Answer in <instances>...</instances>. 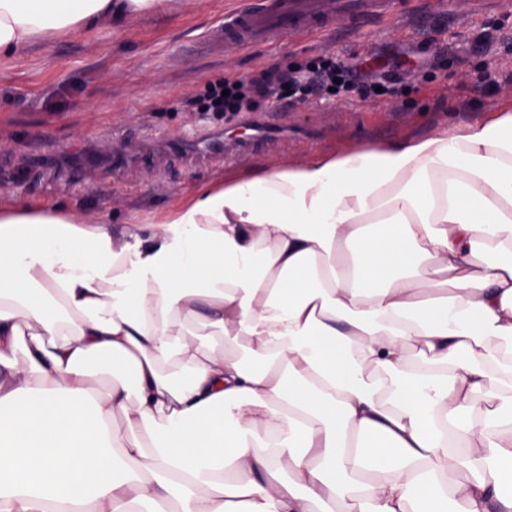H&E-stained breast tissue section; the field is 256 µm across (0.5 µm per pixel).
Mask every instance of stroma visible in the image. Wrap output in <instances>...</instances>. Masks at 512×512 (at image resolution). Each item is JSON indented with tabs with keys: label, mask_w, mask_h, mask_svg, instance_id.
Masks as SVG:
<instances>
[{
	"label": "stroma",
	"mask_w": 512,
	"mask_h": 512,
	"mask_svg": "<svg viewBox=\"0 0 512 512\" xmlns=\"http://www.w3.org/2000/svg\"><path fill=\"white\" fill-rule=\"evenodd\" d=\"M248 0H169L165 10L123 30L103 28L0 60V207L19 201H64L113 220L161 211L196 182L231 169L300 164L315 153L428 134L439 123H470L512 101V0L481 9L475 0H396L387 24L354 19L334 31L291 33L241 45L224 39V15ZM498 39L478 49L482 27ZM405 52L403 94L391 100L281 99L274 112L288 136L266 150L226 162L149 158L116 170L124 142L154 132L183 142L212 131L247 136L245 113L204 114L184 99L227 78H255L267 67L288 70L317 56L345 59L368 51ZM494 68V88L472 78Z\"/></svg>",
	"instance_id": "35a3bbf8"
}]
</instances>
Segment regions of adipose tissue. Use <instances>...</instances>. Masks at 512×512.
Here are the masks:
<instances>
[{
	"instance_id": "obj_1",
	"label": "adipose tissue",
	"mask_w": 512,
	"mask_h": 512,
	"mask_svg": "<svg viewBox=\"0 0 512 512\" xmlns=\"http://www.w3.org/2000/svg\"><path fill=\"white\" fill-rule=\"evenodd\" d=\"M165 5L0 0V60ZM509 484L512 104L119 228L0 208V512H512Z\"/></svg>"
}]
</instances>
